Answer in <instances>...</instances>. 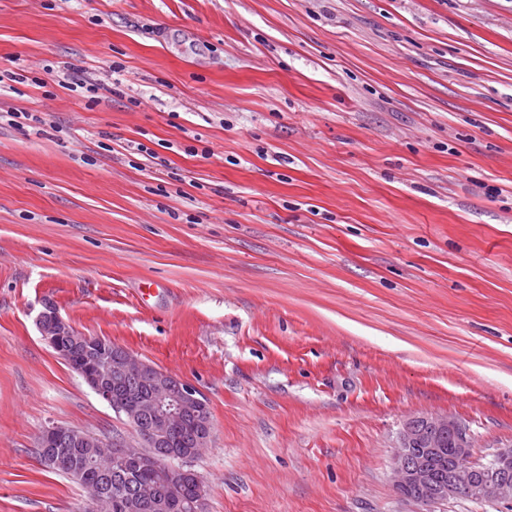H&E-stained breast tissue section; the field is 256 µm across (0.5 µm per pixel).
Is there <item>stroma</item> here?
<instances>
[{
  "instance_id": "obj_1",
  "label": "stroma",
  "mask_w": 512,
  "mask_h": 512,
  "mask_svg": "<svg viewBox=\"0 0 512 512\" xmlns=\"http://www.w3.org/2000/svg\"><path fill=\"white\" fill-rule=\"evenodd\" d=\"M4 70L0 512L85 506L45 427L136 438L49 304L206 399L202 512H512L392 472L413 417L512 448V0H0ZM71 431L78 430L58 424H52L51 426H47L42 431L39 437V449L56 447L61 444L66 445V443L68 442L67 436L73 435Z\"/></svg>"
}]
</instances>
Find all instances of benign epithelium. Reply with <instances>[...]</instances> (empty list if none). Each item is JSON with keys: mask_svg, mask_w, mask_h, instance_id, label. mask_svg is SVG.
I'll use <instances>...</instances> for the list:
<instances>
[{"mask_svg": "<svg viewBox=\"0 0 512 512\" xmlns=\"http://www.w3.org/2000/svg\"><path fill=\"white\" fill-rule=\"evenodd\" d=\"M38 327L54 352L72 367L90 389L103 401L112 403V386L107 381L109 370L150 383L147 392L133 396L125 407L132 427L143 432L140 440L158 448H165L172 436L185 424L186 413L196 417V442L207 444L211 437L212 420L204 417L207 409L201 394L189 383L170 373L138 359L123 348L119 356H108L112 341L99 336L73 333L71 325L58 310L47 305L39 314ZM80 346L83 357L74 358L72 350ZM72 428L53 424L46 427L38 442L40 448L64 445ZM452 438L460 453L469 450L467 432L459 422L446 416L416 417L409 420L401 433V446L394 460L396 486L408 499L435 504L462 492L475 499L502 501L512 499V450L496 453L492 462L481 468L459 469L448 472V478L437 480L421 462V455H436Z\"/></svg>", "mask_w": 512, "mask_h": 512, "instance_id": "1", "label": "benign epithelium"}]
</instances>
